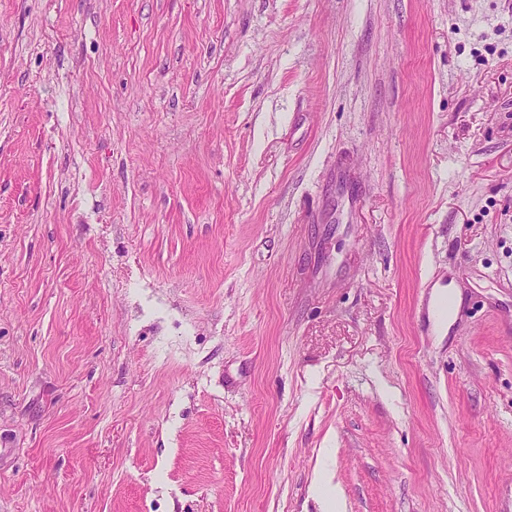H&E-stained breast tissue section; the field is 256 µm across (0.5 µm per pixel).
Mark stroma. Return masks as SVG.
Wrapping results in <instances>:
<instances>
[{
	"label": "stroma",
	"instance_id": "stroma-1",
	"mask_svg": "<svg viewBox=\"0 0 512 512\" xmlns=\"http://www.w3.org/2000/svg\"><path fill=\"white\" fill-rule=\"evenodd\" d=\"M324 456L512 512V0H0V512H322Z\"/></svg>",
	"mask_w": 512,
	"mask_h": 512
}]
</instances>
